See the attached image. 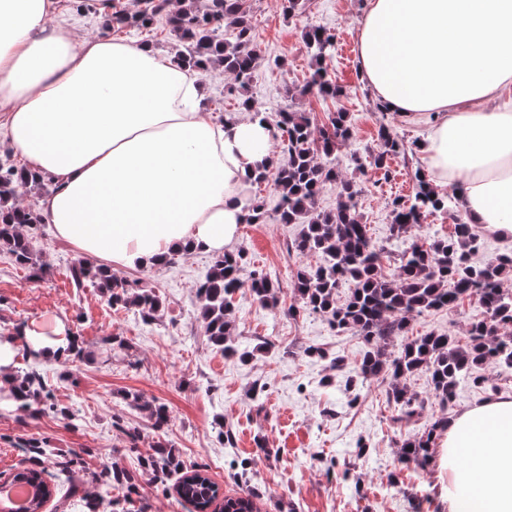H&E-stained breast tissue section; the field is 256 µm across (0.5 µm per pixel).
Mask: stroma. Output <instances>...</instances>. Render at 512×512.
<instances>
[{"label":"stroma","mask_w":512,"mask_h":512,"mask_svg":"<svg viewBox=\"0 0 512 512\" xmlns=\"http://www.w3.org/2000/svg\"><path fill=\"white\" fill-rule=\"evenodd\" d=\"M367 2L303 0L302 8L288 17L281 0H247L253 41L261 50L250 95L269 118L285 108L305 112L316 129L327 123L330 113L347 112L353 138L342 148L346 154L375 147L383 126L408 144L422 141L427 131L425 123L379 111L360 77L356 42ZM312 25L336 35L335 51L320 64L304 40ZM319 66L342 89V96L325 99L305 93L307 80ZM203 83L206 110L214 121L240 115L239 96L228 90L230 78L217 74ZM422 163L418 155L393 160V176L387 181L371 167L347 172L360 190L357 210L362 223L392 256L412 241L444 238L454 228L450 216L436 214L400 238L391 235V202L412 193L414 170ZM257 194L266 218L260 224L240 225L231 248L245 254L248 269L278 281L281 293L274 309L259 306L242 292L233 297L232 320L240 346L263 341L271 345L269 352L257 353L246 365L225 360L204 333L196 287L211 265L210 252L181 255L169 265L120 270V277L154 288L160 296L162 308L149 323L137 311L111 306L98 289L74 288L68 269L78 251L58 238L52 225H39L33 239L41 262L50 269L44 278H31L28 270L0 252V340L23 328L50 336L59 326L83 342V356L60 361L38 360L23 343L14 345L13 371L40 369L55 402L74 411V423L0 398V472L30 466L26 444L34 439L51 449L44 461L49 469L70 451L81 453L84 485L73 493L64 477L51 478L55 493L43 512H87L86 499L98 492L96 476L114 465L138 473L136 493L113 485L109 501L118 512H190L173 490L139 469L141 458L160 442L174 448L186 465L205 471L224 495H241L232 475L241 460L251 459L250 485L260 494V512H283L288 504L295 512H448L438 469L399 461V446L409 431L393 424L385 383L365 381L358 403L350 404L344 373L307 356V348L321 347L352 365L364 343L352 333L333 329L323 317L288 315L297 272L318 259L288 251L301 227L278 221L280 191L274 179L261 183ZM483 317L479 304L467 302L450 311L411 315L410 333L438 330L463 340L467 327ZM114 334L125 339L128 351L107 352L103 340ZM482 372L493 389L460 381L448 414L494 395L512 397V370L489 363ZM258 386L264 389L259 396L254 393ZM128 392L165 404L170 414L167 429L154 431L144 411L127 405ZM219 419L234 430V447H225L219 439ZM129 428L140 434L133 446L125 436ZM361 442L368 446L362 456L357 453Z\"/></svg>","instance_id":"stroma-1"}]
</instances>
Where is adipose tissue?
<instances>
[{"label": "adipose tissue", "mask_w": 512, "mask_h": 512, "mask_svg": "<svg viewBox=\"0 0 512 512\" xmlns=\"http://www.w3.org/2000/svg\"><path fill=\"white\" fill-rule=\"evenodd\" d=\"M358 65L374 100L427 121L434 187L512 238V0H368ZM260 119L213 122L197 72L146 42L75 36L56 0H0V143L49 177L43 223L112 269L220 253L271 162ZM436 458L448 512H512V400L455 414Z\"/></svg>", "instance_id": "ef3b65f1"}]
</instances>
